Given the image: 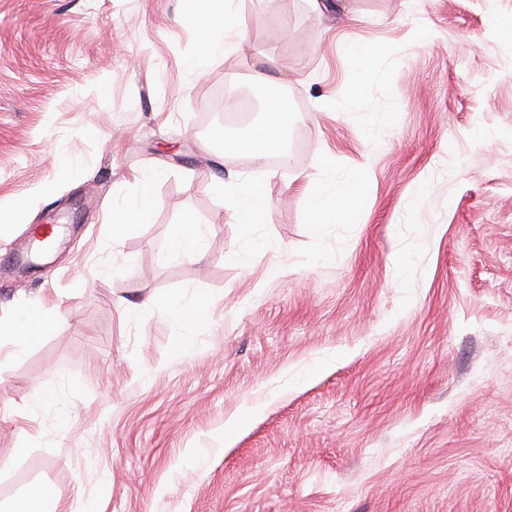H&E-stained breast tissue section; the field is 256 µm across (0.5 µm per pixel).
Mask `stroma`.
<instances>
[{
	"label": "stroma",
	"mask_w": 512,
	"mask_h": 512,
	"mask_svg": "<svg viewBox=\"0 0 512 512\" xmlns=\"http://www.w3.org/2000/svg\"><path fill=\"white\" fill-rule=\"evenodd\" d=\"M238 9L205 58L188 0H0V321L54 322L0 351V512H512V0ZM276 97L283 165L238 148ZM322 188L314 195V208L320 213H334L340 206L347 205L353 188L346 186L338 188L334 179V170L330 166L321 168ZM219 194L224 195V200L231 208L241 213H249L253 210L259 197L256 183L249 179H236L224 182L220 179L216 183ZM153 206L150 185L149 182H146L140 195L117 215V222L112 225L113 239L117 240L122 228L128 224L146 223L151 216ZM205 248V236L199 225L184 224L172 233L171 249L178 255L201 254ZM32 314H36L34 317ZM12 334L8 337L11 340V350L8 354L12 358L22 357L28 348L43 334L47 329V323L41 312L32 309H18L11 324ZM51 498L46 496L43 486L34 485L25 494L23 498V508L20 511L24 512H44V511H55L57 509L55 501V507L49 508L48 504Z\"/></svg>",
	"instance_id": "1"
}]
</instances>
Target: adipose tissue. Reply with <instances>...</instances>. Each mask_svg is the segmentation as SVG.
Masks as SVG:
<instances>
[{
  "instance_id": "adipose-tissue-1",
  "label": "adipose tissue",
  "mask_w": 512,
  "mask_h": 512,
  "mask_svg": "<svg viewBox=\"0 0 512 512\" xmlns=\"http://www.w3.org/2000/svg\"><path fill=\"white\" fill-rule=\"evenodd\" d=\"M191 16L200 32L204 55L223 51L227 40L241 39L244 30L235 8V0H190ZM288 104L273 101L264 120L256 125L249 138L252 151L259 156L282 153L280 130Z\"/></svg>"
}]
</instances>
